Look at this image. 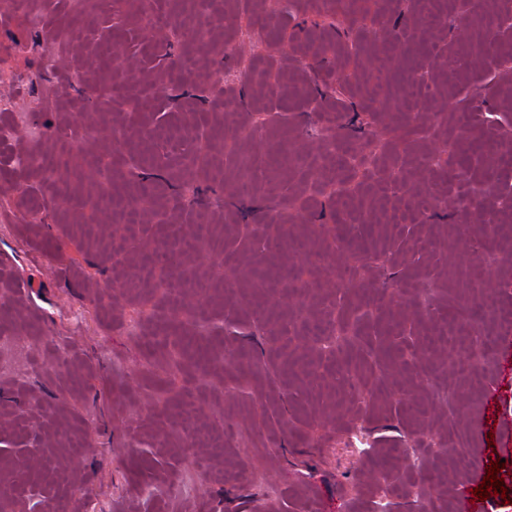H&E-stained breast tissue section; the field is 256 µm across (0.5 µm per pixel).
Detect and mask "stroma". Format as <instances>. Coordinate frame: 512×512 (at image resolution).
<instances>
[{
  "label": "stroma",
  "mask_w": 512,
  "mask_h": 512,
  "mask_svg": "<svg viewBox=\"0 0 512 512\" xmlns=\"http://www.w3.org/2000/svg\"><path fill=\"white\" fill-rule=\"evenodd\" d=\"M151 4L153 35L121 0L0 18V124L17 130L0 335L25 341L0 349V450L57 452L0 453V512H70L78 487L87 512H460L458 487L495 463L505 495L470 512H512V331L488 360L459 342L464 311L512 307V162L460 158L512 146V40L480 25L512 0H440L432 22L427 0H214L197 43L186 0ZM32 10L65 32L57 65ZM413 112L420 139L401 140ZM31 154L45 167L16 166Z\"/></svg>",
  "instance_id": "stroma-1"
}]
</instances>
